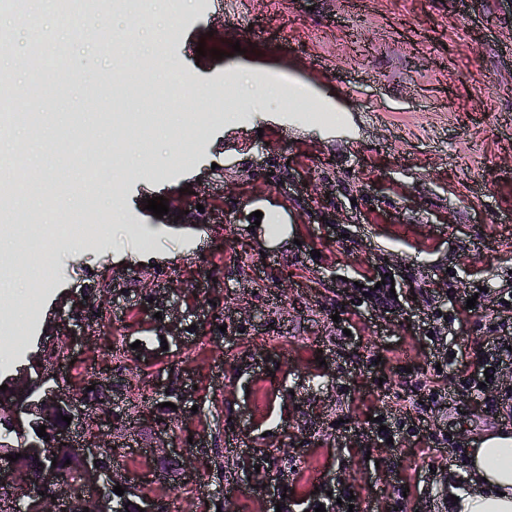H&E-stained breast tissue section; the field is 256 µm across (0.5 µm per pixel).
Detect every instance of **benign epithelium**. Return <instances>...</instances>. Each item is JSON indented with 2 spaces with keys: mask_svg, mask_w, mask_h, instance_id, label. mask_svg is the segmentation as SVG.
I'll return each mask as SVG.
<instances>
[{
  "mask_svg": "<svg viewBox=\"0 0 512 512\" xmlns=\"http://www.w3.org/2000/svg\"><path fill=\"white\" fill-rule=\"evenodd\" d=\"M178 215L181 216L179 220L176 219ZM196 218L195 207L177 204L169 209L167 223L194 224ZM51 380L53 376L49 374H39L36 379L26 382L7 377V392L0 394V413L11 419L16 430L23 433L29 429L32 435L18 448L9 445L0 448V458L20 453L28 460L42 459L46 448L37 432L43 425L45 431L52 432L54 446L68 451L69 468L79 475L82 487L75 493L54 469H44L35 477L16 461H9L0 469V481L16 494V503L22 512H83L86 507L89 512H120L123 501L115 496L113 489L117 485L127 487L130 479L122 470L103 465L99 444L94 441L80 444L74 440L71 426L51 430L58 412H66L73 421L88 412V409L75 405L74 396L45 387ZM94 384L98 405L105 411L106 419L114 424L121 421L122 416L112 410V379H99Z\"/></svg>",
  "mask_w": 512,
  "mask_h": 512,
  "instance_id": "benign-epithelium-1",
  "label": "benign epithelium"
}]
</instances>
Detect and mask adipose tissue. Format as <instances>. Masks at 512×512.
Here are the masks:
<instances>
[{
    "label": "adipose tissue",
    "mask_w": 512,
    "mask_h": 512,
    "mask_svg": "<svg viewBox=\"0 0 512 512\" xmlns=\"http://www.w3.org/2000/svg\"><path fill=\"white\" fill-rule=\"evenodd\" d=\"M469 468L470 487L458 492L453 512H512V435L486 436Z\"/></svg>",
    "instance_id": "obj_1"
}]
</instances>
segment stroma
I'll return each mask as SVG.
<instances>
[{
	"instance_id": "stroma-1",
	"label": "stroma",
	"mask_w": 512,
	"mask_h": 512,
	"mask_svg": "<svg viewBox=\"0 0 512 512\" xmlns=\"http://www.w3.org/2000/svg\"><path fill=\"white\" fill-rule=\"evenodd\" d=\"M154 2L174 20L175 112L139 90L160 76L149 30L114 55L70 41L56 96L31 87L47 69L0 57L15 108L41 116L14 140L62 185L30 200L18 224L41 223L45 203L76 213L78 166L112 157L86 232L33 241L50 281L0 265L25 298L14 367L44 348L41 372L70 394L111 375L124 426L92 412L74 434L123 445L132 493L165 512H275L262 484L286 491L292 512H449L467 452L512 430L467 383L499 291L512 289V10ZM271 83L277 96L259 104L255 86ZM159 196L201 205L198 225L153 216L144 201ZM386 275L395 292L382 302L372 292ZM158 288L178 308L182 347L161 344ZM452 342L464 352L453 365ZM427 384L451 398L413 409ZM165 402L177 406L166 416L173 447L208 443L179 471L154 449L151 418ZM450 442L456 453L442 456Z\"/></svg>"
}]
</instances>
